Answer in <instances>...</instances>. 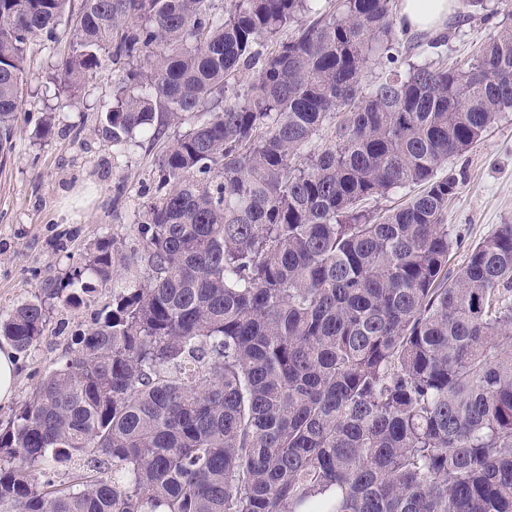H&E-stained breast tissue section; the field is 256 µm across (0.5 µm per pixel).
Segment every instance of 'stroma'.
<instances>
[{"instance_id":"stroma-1","label":"stroma","mask_w":512,"mask_h":512,"mask_svg":"<svg viewBox=\"0 0 512 512\" xmlns=\"http://www.w3.org/2000/svg\"><path fill=\"white\" fill-rule=\"evenodd\" d=\"M506 13L486 21L462 22L449 14L445 54L464 60L496 33ZM66 42L34 41L27 53V85L18 114L12 149L0 161V315L42 296L48 283L81 266L90 245L105 236L139 246L138 226L154 201L159 162L168 141L181 132L169 128L164 139L140 136L115 155L112 143L95 135L104 105L118 79L110 59L86 80L75 106L59 108L67 94L56 65ZM51 118L52 131L39 137L37 127ZM449 167L462 171L457 195L448 205V223L462 232L463 246L450 260L459 266L467 249L512 223V112L503 114L484 137ZM112 302L111 291L97 297L95 308L55 307L49 327L31 353L17 360V383L8 402L0 403V421L9 419L31 394L46 369L88 324L94 309Z\"/></svg>"}]
</instances>
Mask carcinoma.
I'll return each instance as SVG.
<instances>
[{
	"instance_id": "carcinoma-1",
	"label": "carcinoma",
	"mask_w": 512,
	"mask_h": 512,
	"mask_svg": "<svg viewBox=\"0 0 512 512\" xmlns=\"http://www.w3.org/2000/svg\"><path fill=\"white\" fill-rule=\"evenodd\" d=\"M67 2L0 0V147L30 44L63 23L62 106L103 55L123 64L114 145L196 121L161 158L131 280L103 237L0 317L24 356L51 301L112 290L0 423V512H512V224L450 270L462 176L438 175L512 112V27L449 65L443 35L410 59L395 0ZM50 454L86 469L58 481Z\"/></svg>"
}]
</instances>
